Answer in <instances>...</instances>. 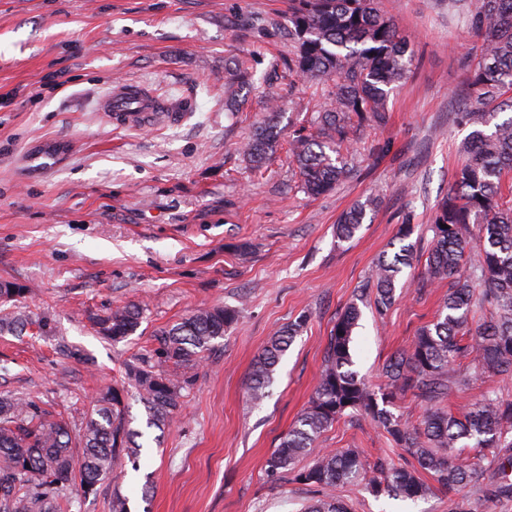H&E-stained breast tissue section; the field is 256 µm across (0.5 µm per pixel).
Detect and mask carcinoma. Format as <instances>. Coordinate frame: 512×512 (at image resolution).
<instances>
[{
    "instance_id": "1",
    "label": "carcinoma",
    "mask_w": 512,
    "mask_h": 512,
    "mask_svg": "<svg viewBox=\"0 0 512 512\" xmlns=\"http://www.w3.org/2000/svg\"><path fill=\"white\" fill-rule=\"evenodd\" d=\"M467 26L480 40L467 57L468 97L475 105L462 113V121L471 131L463 143L464 160L431 224L433 246L426 268V281H448V295L436 319L383 365L382 387L353 369L357 304L336 320L314 394L265 465L272 478L291 474L294 481L322 491L304 512H347L332 490L349 485L411 501L435 488L457 496L483 475L484 448L495 449L496 462L485 500H512V399L488 391L459 417L441 406L473 376L493 372L512 377V200H503L506 177L512 174V117L492 123L496 112L512 110L507 96L512 90V0H478ZM288 36L296 44L288 70L310 85L328 79L334 85L310 127H298L288 141L303 190L319 196L351 174L341 154L350 134L387 125L388 96L406 78L412 53L397 21L376 0H291ZM281 135L279 114L273 112L243 148L251 170L264 168ZM376 206L372 198L344 212L337 220V238H353ZM413 232L410 225L400 227L399 251L382 255L371 273L373 304L380 314L395 299L402 268L413 261L414 245L405 243ZM28 293L23 285L0 282V306ZM486 303L495 308L489 316L481 313ZM238 316L239 309L232 306L203 308L155 332L154 355L172 364L173 372L155 369L148 357L126 364L125 384L96 400L78 425L32 398L0 395V512H58L73 483L86 496L112 481L117 462L138 456L141 449V432L131 427L127 414L128 389L140 395L147 427L165 432L181 407L183 391L195 382L194 370L204 353ZM142 319L141 307L126 305L98 316L95 324L104 338L119 343L136 332ZM33 324L46 327L43 319L23 312L0 316V332L20 334ZM303 324L300 320L280 330L258 356L249 377L250 403L258 405L268 397L276 367ZM463 330L471 338L467 345L458 340ZM467 356L473 372L455 373L456 361ZM408 393L425 405L417 424L392 411ZM357 415L370 417L410 459L402 464L379 457L370 472L357 451L318 447L329 427ZM468 448L475 451L476 462L465 466L460 457ZM304 458L310 464L297 468ZM424 473L435 485L422 478Z\"/></svg>"
}]
</instances>
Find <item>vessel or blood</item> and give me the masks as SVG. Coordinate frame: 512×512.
Segmentation results:
<instances>
[{
    "instance_id": "obj_1",
    "label": "vessel or blood",
    "mask_w": 512,
    "mask_h": 512,
    "mask_svg": "<svg viewBox=\"0 0 512 512\" xmlns=\"http://www.w3.org/2000/svg\"><path fill=\"white\" fill-rule=\"evenodd\" d=\"M107 118L119 126H146L160 118H172L173 110L165 99L144 85L122 82L115 85L102 102Z\"/></svg>"
}]
</instances>
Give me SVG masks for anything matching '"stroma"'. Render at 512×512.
<instances>
[{"label":"stroma","mask_w":512,"mask_h":512,"mask_svg":"<svg viewBox=\"0 0 512 512\" xmlns=\"http://www.w3.org/2000/svg\"><path fill=\"white\" fill-rule=\"evenodd\" d=\"M476 4L378 0L410 43V71L389 96L387 126L351 138V177L312 197L287 149L256 175L241 153L271 110L290 131L319 108L288 74V0H0V95H15L0 109V282L30 288L29 311L50 323L40 336L0 335V394L33 397L80 423L125 363L149 353L156 331L200 308L238 307L171 427L147 428L129 395L142 450L118 462L121 491L131 512H300L315 490L269 481L265 462L307 406L338 316L369 287L400 225L414 228L415 257L386 314L362 310L352 344L359 374L381 384L383 364L448 293L447 283L419 282L469 133L460 112ZM237 57L251 58L256 87L244 90L242 111L228 112L225 71ZM126 81L170 101L177 122L143 131L108 121L100 101ZM372 196L370 221L338 240L337 218ZM126 304L143 307L140 327L117 344L103 339L93 317ZM302 316L268 398L247 407L254 359ZM61 340L76 355L61 354ZM320 445L357 449L370 463L401 454L367 417L335 423ZM339 494L349 512L453 507L439 491L416 502L360 486Z\"/></svg>","instance_id":"stroma-1"}]
</instances>
